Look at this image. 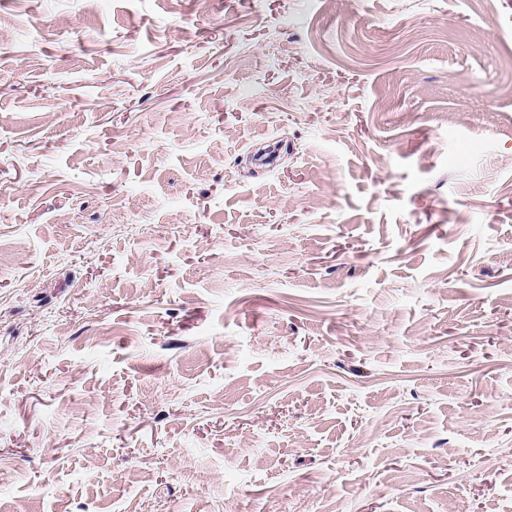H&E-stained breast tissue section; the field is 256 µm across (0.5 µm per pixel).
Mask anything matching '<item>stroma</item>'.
Segmentation results:
<instances>
[{
  "instance_id": "obj_1",
  "label": "stroma",
  "mask_w": 512,
  "mask_h": 512,
  "mask_svg": "<svg viewBox=\"0 0 512 512\" xmlns=\"http://www.w3.org/2000/svg\"><path fill=\"white\" fill-rule=\"evenodd\" d=\"M0 248V512H512V0H0Z\"/></svg>"
}]
</instances>
